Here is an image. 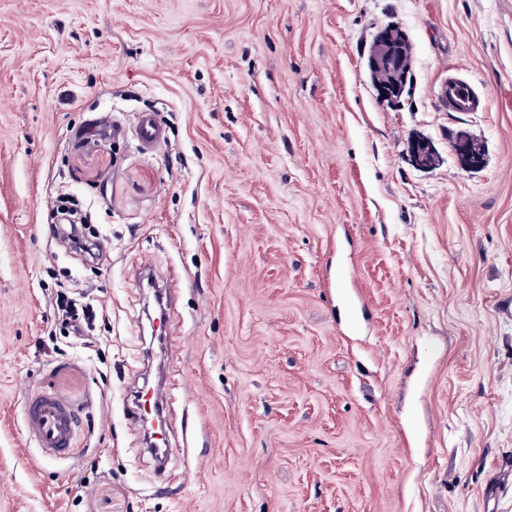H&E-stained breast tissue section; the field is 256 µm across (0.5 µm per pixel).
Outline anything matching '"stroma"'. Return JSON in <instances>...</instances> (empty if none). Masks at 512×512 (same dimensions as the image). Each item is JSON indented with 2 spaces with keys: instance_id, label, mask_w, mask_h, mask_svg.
Here are the masks:
<instances>
[{
  "instance_id": "1",
  "label": "stroma",
  "mask_w": 512,
  "mask_h": 512,
  "mask_svg": "<svg viewBox=\"0 0 512 512\" xmlns=\"http://www.w3.org/2000/svg\"><path fill=\"white\" fill-rule=\"evenodd\" d=\"M63 193L106 261L52 237ZM145 259L176 286L162 472L124 416ZM61 283L104 306L84 339ZM37 392L74 455L43 461ZM0 512H512V0H0ZM410 57L401 43L396 40L393 29L381 31L373 41L367 67L371 76L375 77L376 91L381 102L394 104L393 93L398 88L397 83L394 79L392 82H387L386 78L399 73L406 61L409 66ZM440 98L450 112H479L483 108V99L475 87L460 78H448L442 85ZM135 135L139 146L147 152L166 139L164 128L158 124L153 113L148 111L137 114ZM451 148L463 168H477L483 164L482 153H476L472 150V141L469 137L460 142H452ZM70 291L58 290L55 298L56 317L68 335L80 338L97 318V311L87 303L71 295ZM26 426L46 460L73 451L77 418L73 408L62 399L49 393L30 395Z\"/></svg>"
}]
</instances>
